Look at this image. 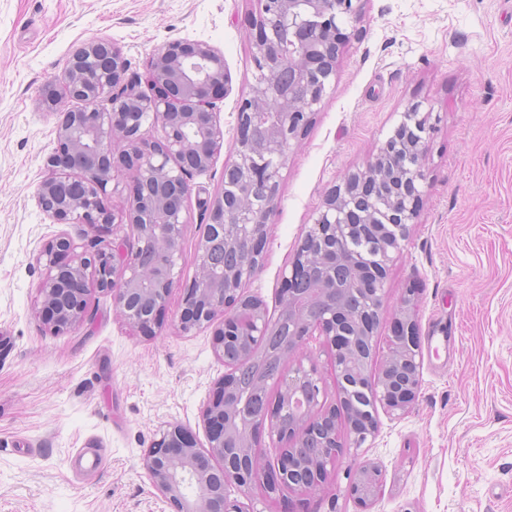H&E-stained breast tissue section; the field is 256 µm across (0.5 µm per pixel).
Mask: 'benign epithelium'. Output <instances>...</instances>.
I'll return each mask as SVG.
<instances>
[{"instance_id":"1","label":"benign epithelium","mask_w":512,"mask_h":512,"mask_svg":"<svg viewBox=\"0 0 512 512\" xmlns=\"http://www.w3.org/2000/svg\"><path fill=\"white\" fill-rule=\"evenodd\" d=\"M364 0H258L253 22L257 70L248 97L237 109V160L224 166V190L208 203L209 222L198 251V274L181 278L180 242L190 195L189 178L209 171L224 144L217 103L224 100L228 76L224 54L205 41L174 39L148 62L151 93L136 79H124L128 62L105 38L91 40L69 57L64 78L46 82L40 102L60 114L56 146L45 160L46 175L36 190L37 204L55 224L83 228L87 236L115 223L104 205L108 184L118 190L131 172L127 223L133 241L91 240L77 252L63 231L45 244L36 262L46 273L38 285L39 318L55 334L86 320L85 283L112 293L121 319L150 336L175 287L182 291L181 327L189 332L212 327L215 355L227 371L215 384L203 410L208 446L181 424L162 429L143 456L154 487L177 512H250L230 499L233 483L246 496L260 485L266 496L307 494L346 464V492L367 509L384 486L382 469L357 450L377 431L373 404L392 416L415 405L421 388L422 355L412 288L405 289L393 312L387 353L372 370L384 312L388 264L408 224L417 218L418 181L426 161L416 119L419 106L382 145L364 169L345 176L344 187L330 191L283 277L280 310L271 318L261 301L241 291L258 271L277 204L281 171L291 147L301 142L312 115L336 72L343 38L340 25L356 20ZM79 103L59 109L62 99ZM107 102L110 108L101 107ZM158 129L161 137L150 132ZM127 148L115 152L114 139ZM263 186L253 200L246 189ZM242 255L235 267L208 270L213 247ZM154 263L141 265L144 250ZM344 265L349 277H336ZM221 320H216V317ZM318 334L328 348L339 404L325 407L324 376L307 352ZM270 355L288 365L258 392L259 409L235 382L237 369ZM281 443L275 462H261L256 436L263 429Z\"/></svg>"}]
</instances>
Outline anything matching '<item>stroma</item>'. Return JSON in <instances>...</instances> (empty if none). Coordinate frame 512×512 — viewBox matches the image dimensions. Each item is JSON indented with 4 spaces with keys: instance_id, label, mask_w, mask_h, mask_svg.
<instances>
[{
    "instance_id": "1",
    "label": "stroma",
    "mask_w": 512,
    "mask_h": 512,
    "mask_svg": "<svg viewBox=\"0 0 512 512\" xmlns=\"http://www.w3.org/2000/svg\"><path fill=\"white\" fill-rule=\"evenodd\" d=\"M257 0H0V512H175L142 457L169 423L204 437L202 411L224 365L212 331L182 332L173 291L153 336L133 335L112 295L91 289L89 315L63 333L36 314L45 270L37 253L61 230L38 207L56 114L38 101L71 52L111 40L145 75L172 39L224 55L218 105L224 146L193 175L185 203L181 276L192 280L208 215L236 158V109L256 73L250 20ZM303 140L282 171L258 272L245 295L277 317L282 276L325 195L393 135L408 106L427 114L419 214L386 277V315L419 291L423 367L418 402L360 454L380 466L381 494L362 510L346 469L311 496L255 512H512V0H365ZM444 332L447 348L430 344ZM101 470L78 478V449Z\"/></svg>"
}]
</instances>
